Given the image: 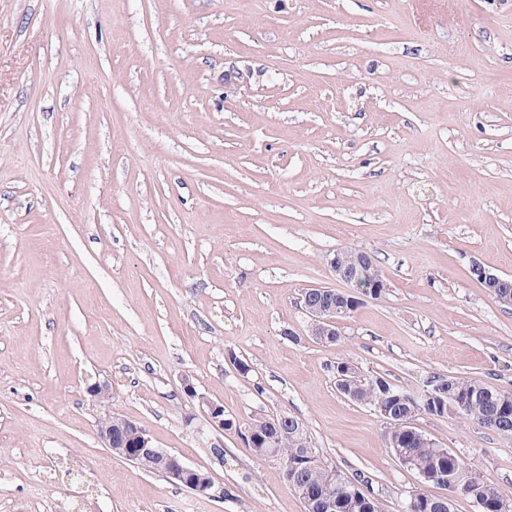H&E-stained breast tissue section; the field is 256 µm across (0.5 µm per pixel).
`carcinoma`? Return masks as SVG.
I'll return each instance as SVG.
<instances>
[{
  "instance_id": "cac0c4a2",
  "label": "carcinoma",
  "mask_w": 512,
  "mask_h": 512,
  "mask_svg": "<svg viewBox=\"0 0 512 512\" xmlns=\"http://www.w3.org/2000/svg\"><path fill=\"white\" fill-rule=\"evenodd\" d=\"M446 380L448 396H430L424 400L397 388L378 374L368 375L366 384L357 390V403L375 412L387 409L399 414L400 421L390 427L391 451L403 465L418 474L424 483L446 490V494L438 497L423 490L414 491L403 504H408L415 496L419 500V512H452L453 501L465 498L476 503L479 512H512V500L478 468L448 449L427 441L417 427L402 424L418 414L455 415L491 429H512L511 389L493 388L472 378L448 376ZM249 429L252 436L245 437V443H250L252 437L269 438L270 447L276 449L280 459L288 465L292 481L316 495L309 512H382L381 503L373 492L360 490L340 470L336 471L333 503L322 498L328 469L303 457V449L311 447L307 432L290 431L274 437L262 417L252 419ZM461 470L470 471L469 478L457 480Z\"/></svg>"
}]
</instances>
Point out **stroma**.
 <instances>
[{
    "mask_svg": "<svg viewBox=\"0 0 512 512\" xmlns=\"http://www.w3.org/2000/svg\"><path fill=\"white\" fill-rule=\"evenodd\" d=\"M342 248L388 288L333 346L299 297L345 290ZM476 263L512 277V0H0V512H303L186 375L225 418L301 420L383 512L441 495L333 364L512 389ZM108 415L211 493L106 448ZM414 424L512 497V436ZM182 381L184 389L187 390V392L192 397H197L199 405L206 411L212 424L223 431L224 428L227 429L231 427L232 424L234 425V421H230L224 418L223 404L208 398L204 394H198L194 387L193 381L189 377H183Z\"/></svg>",
    "mask_w": 512,
    "mask_h": 512,
    "instance_id": "1",
    "label": "stroma"
}]
</instances>
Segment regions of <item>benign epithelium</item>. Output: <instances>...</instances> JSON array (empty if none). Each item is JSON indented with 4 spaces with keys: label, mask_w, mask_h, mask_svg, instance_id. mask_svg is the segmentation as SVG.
<instances>
[{
    "label": "benign epithelium",
    "mask_w": 512,
    "mask_h": 512,
    "mask_svg": "<svg viewBox=\"0 0 512 512\" xmlns=\"http://www.w3.org/2000/svg\"><path fill=\"white\" fill-rule=\"evenodd\" d=\"M327 264L333 276L349 285L350 290L338 295L336 289L330 286L310 285L302 290L300 297L301 307L310 319V335L324 343H329L340 335L338 327L348 315L349 309L359 301V296L374 295L378 289L388 287L384 276L373 270L375 262L365 252L337 251L328 259ZM471 272L485 287L494 288L500 280L499 275L487 271L477 263L472 266ZM366 377L367 374L355 365L341 367L336 372L338 386L347 396L350 395L351 388L364 384ZM183 385L191 396L198 399L212 424L224 429V405L197 393L193 381L188 377L183 378ZM113 425L109 420L99 426L100 437L113 452L123 455L128 449L134 448L135 456L155 462L159 475L178 485L184 483L199 494H206L213 487L212 479L202 478L196 468L184 464L166 450L153 447L146 431L136 423L127 419L117 422L116 425L121 430L119 439L112 430Z\"/></svg>",
    "instance_id": "obj_1"
}]
</instances>
